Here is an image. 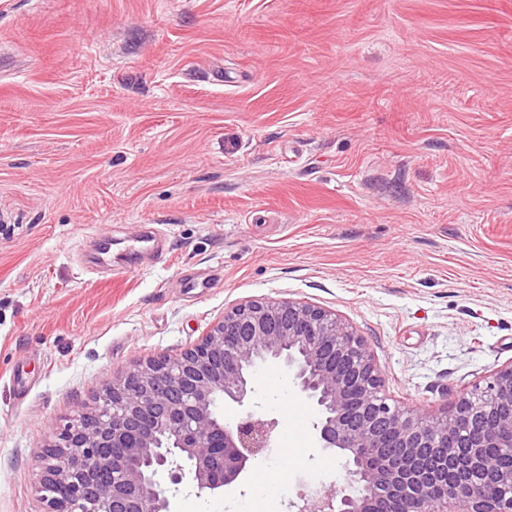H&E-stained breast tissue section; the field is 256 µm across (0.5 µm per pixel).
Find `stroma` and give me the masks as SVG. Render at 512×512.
<instances>
[{"label":"stroma","instance_id":"1","mask_svg":"<svg viewBox=\"0 0 512 512\" xmlns=\"http://www.w3.org/2000/svg\"><path fill=\"white\" fill-rule=\"evenodd\" d=\"M281 298L429 416L512 363V0H0V512H47L36 464L112 381ZM254 400L279 479L171 512L341 483L284 372Z\"/></svg>","mask_w":512,"mask_h":512}]
</instances>
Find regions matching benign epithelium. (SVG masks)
I'll list each match as a JSON object with an SVG mask.
<instances>
[{
	"label": "benign epithelium",
	"mask_w": 512,
	"mask_h": 512,
	"mask_svg": "<svg viewBox=\"0 0 512 512\" xmlns=\"http://www.w3.org/2000/svg\"><path fill=\"white\" fill-rule=\"evenodd\" d=\"M285 367L315 407L319 447L346 458L347 486L298 512H512V363L430 418L388 403L363 338L335 314L251 301L175 358L112 383L39 463L48 512H171L157 476L226 492L273 443L250 408L256 374Z\"/></svg>",
	"instance_id": "obj_1"
}]
</instances>
